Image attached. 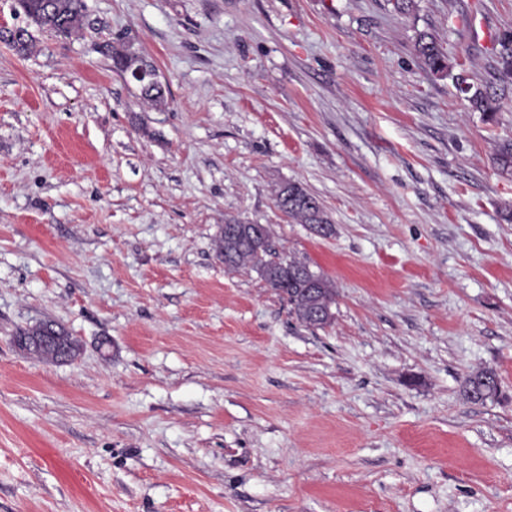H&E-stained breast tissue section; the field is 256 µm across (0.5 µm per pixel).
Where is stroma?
<instances>
[{"mask_svg": "<svg viewBox=\"0 0 512 512\" xmlns=\"http://www.w3.org/2000/svg\"><path fill=\"white\" fill-rule=\"evenodd\" d=\"M415 3L86 0L78 35L0 42V512H512V94L486 118L414 52L490 80L512 0ZM228 216L334 282L329 326L225 268ZM40 323L77 357L19 350ZM103 47L106 48L104 53L112 59V67L118 72H121L122 67L128 63L131 59L137 58V54H140L131 43L118 42L116 45L110 43L105 44ZM141 55V54H140ZM142 56V55H141ZM143 57V56H142ZM140 65L136 62H129L121 72L124 77L130 78L132 81L143 82L149 80L151 82H158L159 75L156 70L149 69L154 66L148 62L144 57L138 60ZM140 89L141 98L151 103L155 108H164L167 104V87L166 85L152 84L148 82L138 83ZM276 207L289 219L298 224H306L316 234L322 236L320 224H331L323 206L299 183L290 182L275 196ZM499 378L493 369H483L468 375L464 381V391L473 400H485L497 394Z\"/></svg>", "mask_w": 512, "mask_h": 512, "instance_id": "35a3bbf8", "label": "stroma"}]
</instances>
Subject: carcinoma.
<instances>
[{"label": "carcinoma", "mask_w": 512, "mask_h": 512, "mask_svg": "<svg viewBox=\"0 0 512 512\" xmlns=\"http://www.w3.org/2000/svg\"><path fill=\"white\" fill-rule=\"evenodd\" d=\"M17 7L25 16L37 18L36 26L58 37L78 33L84 24V0H16ZM499 49L495 53V76L502 86L493 82L475 84L466 78L456 77L459 93L468 101L472 110L493 119L500 109L505 89L512 81V32L498 37ZM415 51L427 74L444 78L452 75L454 65L433 36L423 34L415 43ZM105 54L112 59V67L121 71L139 51L132 44L119 42L105 45ZM141 98L156 108L167 104V87L148 82L138 84ZM501 171L512 174V140L501 143L497 153ZM276 207L290 220L304 224L313 232L322 234V225L330 220L318 199L302 185L290 182L275 196ZM226 224L243 228L234 238L224 236L219 227L216 236V255L228 269L251 268L255 271L267 268L263 279L280 296L287 298L290 313L308 327L323 328L331 324L333 315L326 313L327 306L336 303V288L323 272L313 269L306 260L275 255L272 244L259 247L246 232L248 225L234 217L224 219ZM499 378L493 369H483L468 375L464 391L473 400H485L497 394Z\"/></svg>", "instance_id": "obj_1"}]
</instances>
